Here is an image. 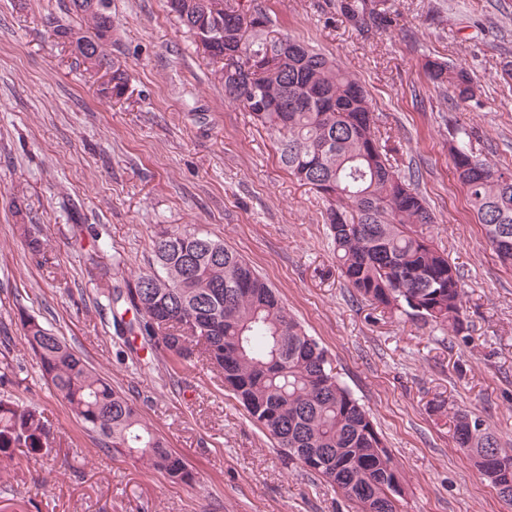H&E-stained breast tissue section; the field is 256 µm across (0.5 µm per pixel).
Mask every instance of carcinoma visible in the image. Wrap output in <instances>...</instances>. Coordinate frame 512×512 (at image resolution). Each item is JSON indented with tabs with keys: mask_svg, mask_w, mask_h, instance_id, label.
<instances>
[{
	"mask_svg": "<svg viewBox=\"0 0 512 512\" xmlns=\"http://www.w3.org/2000/svg\"><path fill=\"white\" fill-rule=\"evenodd\" d=\"M176 12L192 37L191 17L208 13L224 30V41L208 56L237 59L224 76V97L243 107L273 139L281 164L327 203L325 224L343 276L355 294L425 324L466 330V301L459 270L424 233L433 223L422 196L394 169L375 133L371 105L362 85L324 54L282 35L259 5L243 0H180ZM388 0H336V13L368 36L393 25ZM66 11L88 29L76 32L48 18L54 36L72 47L75 64L97 75V94L120 100L129 76L107 53L114 28L110 0H68ZM273 55L259 73L242 69L253 55ZM428 77L453 89L462 101L476 98L464 67L430 60ZM258 95L268 111L257 112ZM288 111H280L283 102ZM457 181L483 225L498 257L512 264V169L479 159L465 146L451 147ZM19 237L37 265L49 263L47 248L22 204ZM103 241L90 234L88 271L101 267ZM156 269L126 289L99 282L107 306L129 303L138 314L114 323L186 368L203 357L218 372L224 391L275 443L285 461L322 477L359 512H398L402 485L395 463L369 412L340 380L325 347L293 318L255 268L224 243L196 229L164 228L153 243ZM24 336L42 378L82 427L104 447L138 458L174 481L190 485L195 475L165 439L144 422L137 407L89 366L72 347L39 321L22 313ZM431 412L449 418L453 437L488 478L498 495H512V451L466 411L448 412L442 399ZM51 423L35 407L11 395L0 397V464L51 445Z\"/></svg>",
	"mask_w": 512,
	"mask_h": 512,
	"instance_id": "carcinoma-1",
	"label": "carcinoma"
}]
</instances>
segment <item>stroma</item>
<instances>
[{"label":"stroma","mask_w":512,"mask_h":512,"mask_svg":"<svg viewBox=\"0 0 512 512\" xmlns=\"http://www.w3.org/2000/svg\"><path fill=\"white\" fill-rule=\"evenodd\" d=\"M281 34L335 59L365 88L392 162L434 217L429 232L456 263L467 329L392 316L341 276L326 205L290 176L249 112L224 99L216 68L167 0H111L107 50L130 73L121 102L54 41L66 0H0V371L54 428L50 453L0 472V512H355L318 476L283 462L209 364L174 369L150 350L122 351L96 303L73 227L103 232L102 264L133 280L152 262L157 225L208 233L249 261L326 347L399 464V512H512L429 409L436 397L483 420L512 449V266L503 265L456 181L449 146L512 168V0H390L395 22L366 39L335 0H257ZM466 67L476 102L434 87L424 64ZM23 200L55 255L38 266L14 226ZM121 265H114V258ZM30 314L69 343L185 458L196 481L101 446L44 384L20 324Z\"/></svg>","instance_id":"1"}]
</instances>
